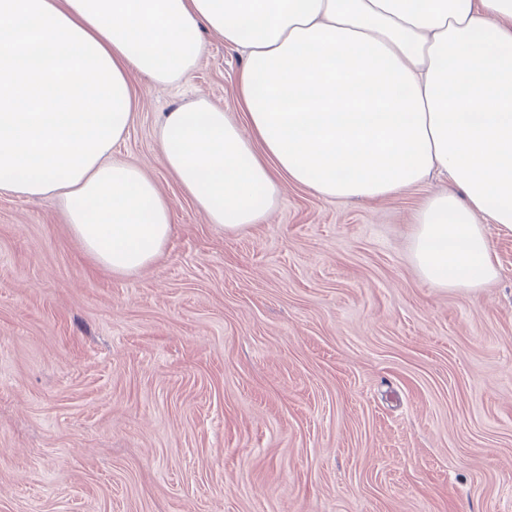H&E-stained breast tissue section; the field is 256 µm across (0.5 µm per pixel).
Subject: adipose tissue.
I'll list each match as a JSON object with an SVG mask.
<instances>
[{
  "instance_id": "obj_1",
  "label": "adipose tissue",
  "mask_w": 512,
  "mask_h": 512,
  "mask_svg": "<svg viewBox=\"0 0 512 512\" xmlns=\"http://www.w3.org/2000/svg\"><path fill=\"white\" fill-rule=\"evenodd\" d=\"M243 49L240 120L200 98L163 116L159 152L211 224L247 230L282 181L370 201L449 176L416 214L411 257L437 288L498 275L512 233V0H0V191L58 199L118 277L150 267L174 209L115 157L131 81L179 82L203 32Z\"/></svg>"
}]
</instances>
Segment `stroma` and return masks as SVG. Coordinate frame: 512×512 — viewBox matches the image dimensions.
<instances>
[{
	"mask_svg": "<svg viewBox=\"0 0 512 512\" xmlns=\"http://www.w3.org/2000/svg\"><path fill=\"white\" fill-rule=\"evenodd\" d=\"M118 146L174 207L150 268L115 277L58 201L0 193V512H512V235L496 280L434 288L410 237L432 179L326 200L283 182L215 228L163 165L162 112L238 115L243 54L204 33Z\"/></svg>",
	"mask_w": 512,
	"mask_h": 512,
	"instance_id": "35a3bbf8",
	"label": "stroma"
}]
</instances>
